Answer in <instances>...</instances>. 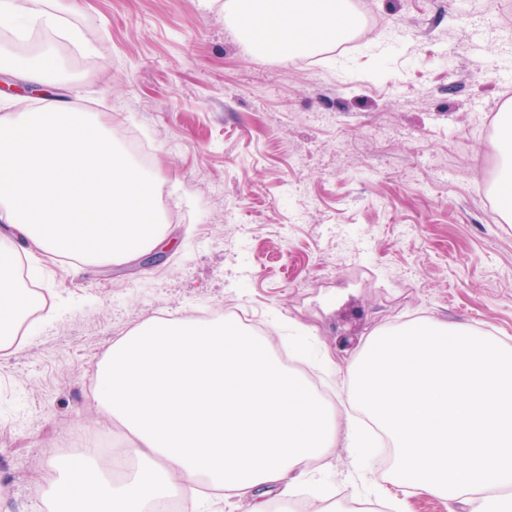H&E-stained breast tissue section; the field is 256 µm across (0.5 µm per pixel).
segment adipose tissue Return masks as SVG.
<instances>
[{"instance_id":"1","label":"adipose tissue","mask_w":512,"mask_h":512,"mask_svg":"<svg viewBox=\"0 0 512 512\" xmlns=\"http://www.w3.org/2000/svg\"><path fill=\"white\" fill-rule=\"evenodd\" d=\"M281 56L304 55L358 20L349 0H207ZM43 109L0 119V357L25 349L38 292L13 273L14 241L33 263L68 254L122 263L153 250L162 233L156 178L133 165L80 111L45 122ZM267 336L237 322L188 316L145 320L115 340L98 372L102 417L128 432L132 466L112 480L94 455L54 461V512H150L204 483L225 500L252 498L269 512L330 467L339 445L357 448L356 422L340 425L304 375L268 351ZM346 378L348 398L393 449L388 481L461 505L501 512L512 498V346L477 328L418 319L376 330ZM83 488L74 500V488Z\"/></svg>"}]
</instances>
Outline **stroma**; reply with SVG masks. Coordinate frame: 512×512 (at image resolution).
Wrapping results in <instances>:
<instances>
[{
    "mask_svg": "<svg viewBox=\"0 0 512 512\" xmlns=\"http://www.w3.org/2000/svg\"><path fill=\"white\" fill-rule=\"evenodd\" d=\"M358 31L313 58L257 48L203 0H80L61 41L76 99L149 142L168 255L38 282L53 313L0 360V512H35L52 448L90 434L89 381L144 320L239 308L277 357L346 371L369 335L430 318L512 344V223L493 152L512 98V0H351ZM348 449L302 488L349 495Z\"/></svg>",
    "mask_w": 512,
    "mask_h": 512,
    "instance_id": "obj_1",
    "label": "stroma"
}]
</instances>
